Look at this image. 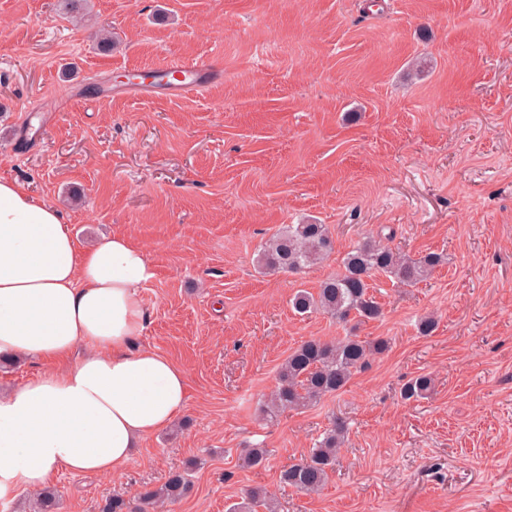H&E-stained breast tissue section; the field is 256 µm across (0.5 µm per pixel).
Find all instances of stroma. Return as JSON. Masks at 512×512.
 <instances>
[{
    "label": "stroma",
    "mask_w": 512,
    "mask_h": 512,
    "mask_svg": "<svg viewBox=\"0 0 512 512\" xmlns=\"http://www.w3.org/2000/svg\"><path fill=\"white\" fill-rule=\"evenodd\" d=\"M208 58L224 78L200 92L113 93ZM0 176L57 205L79 249H146L136 343L188 381L185 412L121 476L55 475L59 512H98L194 458L192 491L161 512H228L251 488L278 512H512V0H0ZM307 222L334 254L260 273L265 243ZM389 228L406 255L441 254L426 280L372 276L374 320L294 313L297 290ZM346 336L390 348L343 391L263 416L294 348ZM421 374L431 392L404 400ZM336 418L348 439L321 491L281 484ZM247 448L268 461L244 466Z\"/></svg>",
    "instance_id": "35a3bbf8"
}]
</instances>
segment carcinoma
<instances>
[{"instance_id": "obj_1", "label": "carcinoma", "mask_w": 512, "mask_h": 512, "mask_svg": "<svg viewBox=\"0 0 512 512\" xmlns=\"http://www.w3.org/2000/svg\"><path fill=\"white\" fill-rule=\"evenodd\" d=\"M335 242L325 224H286L273 235L259 254L258 267L264 273H295L329 257ZM441 262V256L429 252L417 259L406 258L389 245L369 237L358 243L343 258V272L322 282L317 293L298 290L291 300L299 315L321 311L347 323L381 316L382 309L369 294V279L384 273L403 286H413L424 279ZM389 348L388 340L372 341L357 336L328 342L310 338L295 348L283 363L279 384L263 412L269 417L287 409H301L327 396L342 391L352 375L364 368L370 357ZM432 388V379L419 375L402 388L406 400L423 398ZM348 433L342 420L332 422L309 454L280 473V482L304 493L320 491L335 469L336 454ZM202 465L194 459L181 471L171 473L159 488L147 491L133 501L122 496H109L99 504V512H152L167 501L185 497L192 489V473ZM271 509L258 489L246 492L233 512H254L256 507ZM30 512H56L57 498L45 489L29 501Z\"/></svg>"}]
</instances>
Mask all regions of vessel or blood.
I'll return each mask as SVG.
<instances>
[{
    "label": "vessel or blood",
    "mask_w": 512,
    "mask_h": 512,
    "mask_svg": "<svg viewBox=\"0 0 512 512\" xmlns=\"http://www.w3.org/2000/svg\"><path fill=\"white\" fill-rule=\"evenodd\" d=\"M165 76L160 80L148 81L134 78L124 85L123 90L141 96L158 94L174 97L196 92L222 79L224 67L215 61H195L188 64L164 66Z\"/></svg>",
    "instance_id": "b4317fda"
}]
</instances>
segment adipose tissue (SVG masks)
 <instances>
[{"label":"adipose tissue","mask_w":512,"mask_h":512,"mask_svg":"<svg viewBox=\"0 0 512 512\" xmlns=\"http://www.w3.org/2000/svg\"><path fill=\"white\" fill-rule=\"evenodd\" d=\"M145 250L112 235L79 250L59 209L0 178V356L66 360L0 393V502L58 470L118 476L139 440L187 407L184 371L136 346Z\"/></svg>","instance_id":"1"}]
</instances>
